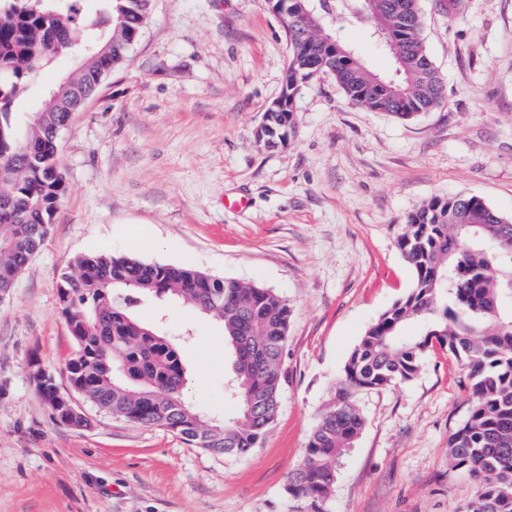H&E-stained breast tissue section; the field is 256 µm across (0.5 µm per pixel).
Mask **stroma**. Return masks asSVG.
<instances>
[{"label":"stroma","mask_w":512,"mask_h":512,"mask_svg":"<svg viewBox=\"0 0 512 512\" xmlns=\"http://www.w3.org/2000/svg\"><path fill=\"white\" fill-rule=\"evenodd\" d=\"M421 8L441 107L413 120L366 112L324 74L297 98L294 133L268 149L254 130L282 89L279 17L263 0H152L126 60L62 132L67 196L0 297V512H306L285 493L288 474L360 336L412 285L397 248L407 216L433 197L472 194L512 219V0ZM334 34L394 75L363 28L340 23ZM75 65L57 56L14 112L36 111ZM100 252L259 283L288 300V382L260 448L216 456L90 404L91 429L54 422L32 367L66 384L75 345L57 283L77 256ZM136 313L172 334L191 326L183 396L232 417L220 322L149 296ZM351 397L365 426L339 460L328 512H465L476 486L448 469V436L472 401L463 366L436 348L413 380Z\"/></svg>","instance_id":"35a3bbf8"}]
</instances>
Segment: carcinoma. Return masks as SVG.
<instances>
[{"mask_svg": "<svg viewBox=\"0 0 512 512\" xmlns=\"http://www.w3.org/2000/svg\"><path fill=\"white\" fill-rule=\"evenodd\" d=\"M79 0H0V293L13 288L49 234L67 186L59 133L81 104H44V120L24 121L11 106L59 53L80 56L69 82L92 86L118 66L145 26L151 0H98L80 17ZM288 45L282 95L267 141L294 132L296 98L330 73L349 103L411 119L444 102L442 77L422 34L420 0H274ZM337 22L382 32L398 77L373 71L331 34ZM398 247L413 271L409 292L371 323L350 353L334 397L321 412L303 462L285 493L307 512H328L339 458L365 419L355 389L413 380L438 346L469 369L473 403L448 439V467L478 489L469 512H512V219L476 195L433 197L406 220ZM62 314L76 350L70 387L104 412L182 436L193 448L244 457L264 441L286 382L291 307L271 288L217 278L135 257L78 256L61 275ZM150 294L174 299L224 327L232 356L227 395L235 415L220 423L182 398L180 343L143 322L134 306ZM414 322L413 336L401 335ZM40 395L66 394L41 370Z\"/></svg>", "mask_w": 512, "mask_h": 512, "instance_id": "cac0c4a2", "label": "carcinoma"}]
</instances>
